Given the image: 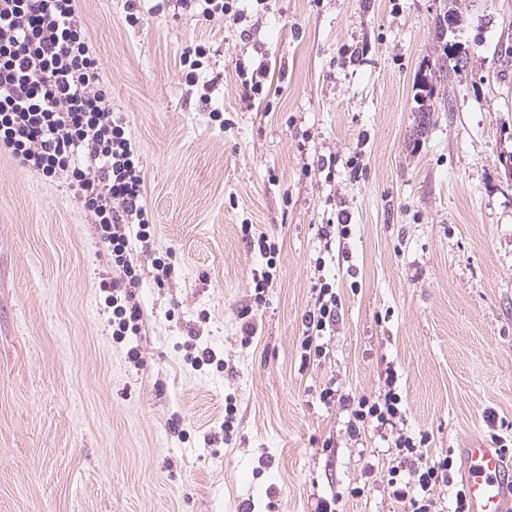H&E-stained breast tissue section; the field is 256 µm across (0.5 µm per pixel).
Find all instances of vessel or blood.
Listing matches in <instances>:
<instances>
[{"instance_id": "b4317fda", "label": "vessel or blood", "mask_w": 512, "mask_h": 512, "mask_svg": "<svg viewBox=\"0 0 512 512\" xmlns=\"http://www.w3.org/2000/svg\"><path fill=\"white\" fill-rule=\"evenodd\" d=\"M463 454L469 512H512V463L505 454L484 444Z\"/></svg>"}]
</instances>
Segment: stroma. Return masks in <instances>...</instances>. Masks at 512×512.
<instances>
[{"mask_svg": "<svg viewBox=\"0 0 512 512\" xmlns=\"http://www.w3.org/2000/svg\"><path fill=\"white\" fill-rule=\"evenodd\" d=\"M128 5L80 0L145 177L148 326L113 341L92 214L0 152V512H314L336 494L342 512H408L386 475L398 434L422 432L454 458L436 494L451 512L464 448L512 438V0H245L242 27L168 0L134 28ZM199 42L205 102L180 67ZM447 49L467 65L439 71ZM260 57L256 96L239 72ZM341 209L348 239L324 238ZM245 224L279 247L260 304ZM321 282L341 304L305 365ZM390 373L402 420L352 436L347 399Z\"/></svg>", "mask_w": 512, "mask_h": 512, "instance_id": "stroma-1", "label": "stroma"}]
</instances>
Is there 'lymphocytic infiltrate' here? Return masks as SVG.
<instances>
[{
    "mask_svg": "<svg viewBox=\"0 0 512 512\" xmlns=\"http://www.w3.org/2000/svg\"><path fill=\"white\" fill-rule=\"evenodd\" d=\"M0 148L43 179L69 177L112 257V338L121 342L141 335L144 313L128 303L140 285L131 244L149 247L153 222L131 131L122 113L112 109L77 0H0ZM338 305L331 284L322 283L306 316L305 354L325 355L322 338L336 321ZM387 384L378 396L353 404L352 435L401 418L396 381ZM428 443L425 434H402L394 442L404 465L390 469L387 484L410 512H432L437 488L452 479V455L430 458Z\"/></svg>",
    "mask_w": 512,
    "mask_h": 512,
    "instance_id": "f902f5d3",
    "label": "lymphocytic infiltrate"
}]
</instances>
